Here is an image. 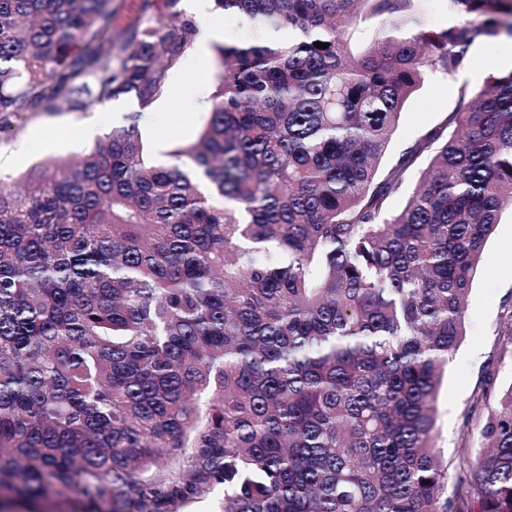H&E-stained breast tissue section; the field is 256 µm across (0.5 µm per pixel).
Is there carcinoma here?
<instances>
[{
    "mask_svg": "<svg viewBox=\"0 0 512 512\" xmlns=\"http://www.w3.org/2000/svg\"><path fill=\"white\" fill-rule=\"evenodd\" d=\"M180 2L142 0L119 27L112 0H0V132L63 102L149 107L197 34ZM420 2L214 0L256 34L214 45L210 118L177 163L150 162L133 121L22 192L0 179V495L512 512V383L451 497L433 444L468 293L512 210V70L462 83L444 125L381 167L425 73L512 38V0H447L431 33ZM366 20L357 57L341 23Z\"/></svg>",
    "mask_w": 512,
    "mask_h": 512,
    "instance_id": "1",
    "label": "carcinoma"
}]
</instances>
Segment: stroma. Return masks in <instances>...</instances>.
<instances>
[{"mask_svg":"<svg viewBox=\"0 0 512 512\" xmlns=\"http://www.w3.org/2000/svg\"><path fill=\"white\" fill-rule=\"evenodd\" d=\"M209 75L218 61L212 45L193 42L181 65L169 73L165 94L146 109L128 97L113 100L115 125L138 115L152 159L173 164L172 152L194 141L207 123L209 107H180L183 87L197 59ZM512 68V38L500 35L478 44L458 76L427 75L422 88L406 103L387 161L396 160L418 138L437 127L457 102L461 84L482 87L487 79ZM96 106L74 112L61 108L28 119L18 129L0 134V178L21 186L27 176L49 161L69 163L88 154L95 139L72 138L73 128L91 123ZM512 383V216L503 215L488 240L483 260L467 298L465 335L448 364L436 404L434 444L448 465V484L456 486L465 452L482 445L481 427L494 406L493 392Z\"/></svg>","mask_w":512,"mask_h":512,"instance_id":"obj_1","label":"stroma"}]
</instances>
